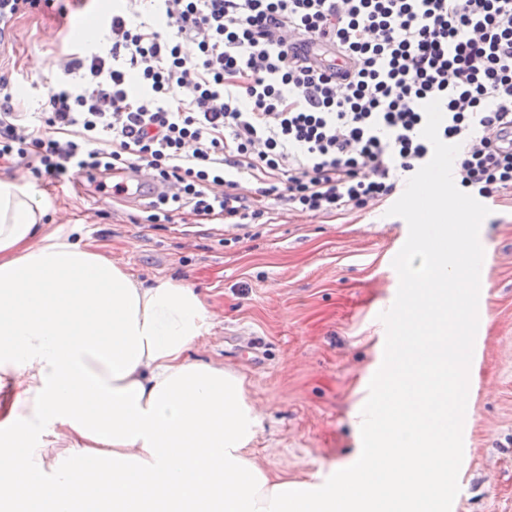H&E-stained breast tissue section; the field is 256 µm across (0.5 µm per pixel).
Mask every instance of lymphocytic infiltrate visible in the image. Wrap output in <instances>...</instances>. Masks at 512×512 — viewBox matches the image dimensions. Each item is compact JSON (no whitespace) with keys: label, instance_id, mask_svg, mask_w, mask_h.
Returning a JSON list of instances; mask_svg holds the SVG:
<instances>
[{"label":"lymphocytic infiltrate","instance_id":"1","mask_svg":"<svg viewBox=\"0 0 512 512\" xmlns=\"http://www.w3.org/2000/svg\"><path fill=\"white\" fill-rule=\"evenodd\" d=\"M157 29L106 18L69 55L39 126L0 76V159L35 177L152 172L147 223L238 226L272 197L337 214L390 198L447 150L455 185L512 189V0H153ZM318 46L315 64L289 36ZM196 47L182 52L183 42Z\"/></svg>","mask_w":512,"mask_h":512}]
</instances>
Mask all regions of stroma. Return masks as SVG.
Segmentation results:
<instances>
[{
    "instance_id": "1",
    "label": "stroma",
    "mask_w": 512,
    "mask_h": 512,
    "mask_svg": "<svg viewBox=\"0 0 512 512\" xmlns=\"http://www.w3.org/2000/svg\"><path fill=\"white\" fill-rule=\"evenodd\" d=\"M112 0H80L18 15L0 73L19 112H40L63 81L61 60L78 51L82 21L98 23ZM100 46L109 32L98 30ZM48 207L51 229L83 227L84 240L139 279H182L203 297L213 328L195 358L244 376L262 427L258 464L318 484L335 479L361 448L364 419L379 412L383 365L408 310L400 297L410 271L398 261L414 247L421 213L408 186L387 201L343 215H312L267 199L273 222L198 224L190 214L145 223V205L98 192L92 183L45 184L25 163L1 161ZM449 201L461 199L448 188ZM464 200V199H461ZM481 255L476 285L485 299L482 381L451 400L468 419V454L452 489L456 512H512V192L496 203L464 200Z\"/></svg>"
}]
</instances>
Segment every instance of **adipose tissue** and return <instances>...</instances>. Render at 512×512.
<instances>
[{
  "label": "adipose tissue",
  "instance_id": "adipose-tissue-1",
  "mask_svg": "<svg viewBox=\"0 0 512 512\" xmlns=\"http://www.w3.org/2000/svg\"><path fill=\"white\" fill-rule=\"evenodd\" d=\"M450 166L438 160L411 205L447 209ZM454 249L422 224L409 343L398 344L384 417L367 420L362 465L318 487L261 468V420L245 379L192 359L211 332L206 303L172 278H134L49 228L47 206L0 174V504L23 512H175L210 491L221 512H447L449 370L459 344L430 333L440 288L470 287L479 257L470 213L456 206ZM202 440L200 453L175 442ZM105 497L75 503L76 467Z\"/></svg>",
  "mask_w": 512,
  "mask_h": 512
}]
</instances>
